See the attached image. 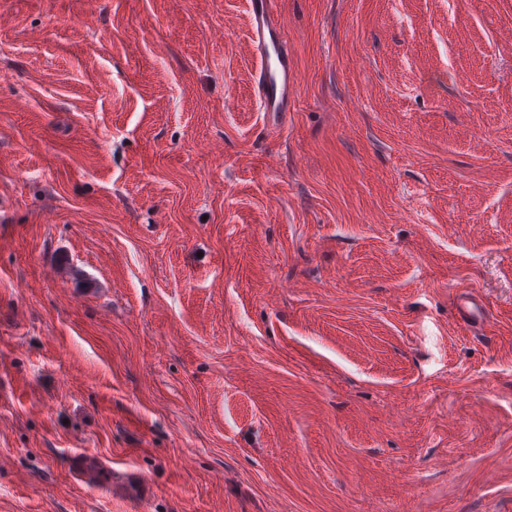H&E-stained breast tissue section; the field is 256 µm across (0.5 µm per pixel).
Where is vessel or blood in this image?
Segmentation results:
<instances>
[{
	"mask_svg": "<svg viewBox=\"0 0 512 512\" xmlns=\"http://www.w3.org/2000/svg\"><path fill=\"white\" fill-rule=\"evenodd\" d=\"M246 6L251 24L252 49L257 61L254 91L259 109L269 113L293 111L298 78L277 0H246ZM49 271L70 284L77 296L94 291L92 282L64 259H56ZM458 305L461 318L469 325L477 327L482 324L484 307L479 304L477 295L468 291L459 294Z\"/></svg>",
	"mask_w": 512,
	"mask_h": 512,
	"instance_id": "1",
	"label": "vessel or blood"
}]
</instances>
